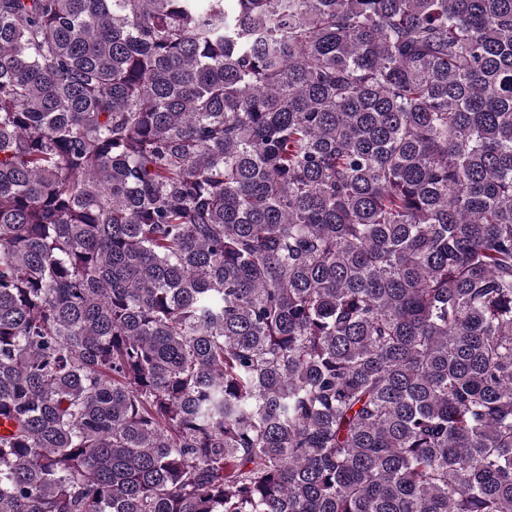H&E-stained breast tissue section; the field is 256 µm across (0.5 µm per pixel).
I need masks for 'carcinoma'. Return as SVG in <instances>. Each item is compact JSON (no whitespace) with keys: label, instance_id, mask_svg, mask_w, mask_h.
Segmentation results:
<instances>
[{"label":"carcinoma","instance_id":"obj_1","mask_svg":"<svg viewBox=\"0 0 512 512\" xmlns=\"http://www.w3.org/2000/svg\"><path fill=\"white\" fill-rule=\"evenodd\" d=\"M0 512H512V0H0Z\"/></svg>","mask_w":512,"mask_h":512}]
</instances>
